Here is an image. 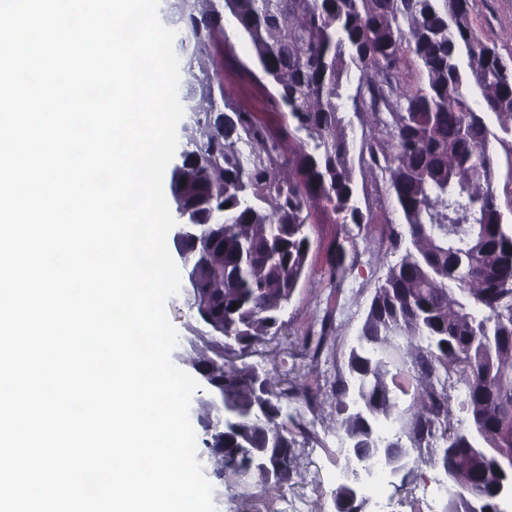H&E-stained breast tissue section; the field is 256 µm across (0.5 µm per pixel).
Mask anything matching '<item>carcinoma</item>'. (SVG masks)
Segmentation results:
<instances>
[{"instance_id": "obj_1", "label": "carcinoma", "mask_w": 512, "mask_h": 512, "mask_svg": "<svg viewBox=\"0 0 512 512\" xmlns=\"http://www.w3.org/2000/svg\"><path fill=\"white\" fill-rule=\"evenodd\" d=\"M174 21L188 42L182 68L193 121L182 128L180 163L170 173L177 216L213 234L198 291L207 298V328L192 367L207 391L224 392V411L240 432L209 429L210 400L198 421L205 448L233 474L258 471L282 485L278 467L294 468V436L279 423L281 400L258 366L241 362L279 329L280 312L304 272L310 239L307 204L363 223L349 142L342 129L344 78L359 71L353 99L369 103L390 187L406 224L396 235L399 262L375 290L347 359L350 380L336 391L339 430L352 447L348 464H407L406 435L419 448L453 415L451 392L465 388L470 427L445 439L438 456L448 483L444 512L490 502L504 480L492 464L512 448V224L495 187L488 115L512 136V71L479 42L470 0H174ZM248 38L258 67L283 109L281 135L296 139L293 172L278 139L253 113L224 111L213 55L224 42V14ZM426 76L414 91L394 79L407 55ZM482 100V111L472 97ZM248 148L243 154L237 143ZM404 350L396 368L395 354ZM229 358H224V355ZM414 390L402 410L398 393ZM402 429L387 435L390 424ZM336 488V512H360Z\"/></svg>"}]
</instances>
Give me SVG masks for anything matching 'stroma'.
I'll use <instances>...</instances> for the list:
<instances>
[{
    "mask_svg": "<svg viewBox=\"0 0 512 512\" xmlns=\"http://www.w3.org/2000/svg\"><path fill=\"white\" fill-rule=\"evenodd\" d=\"M470 20L481 42L512 60V0H473ZM216 73L228 105L276 122L272 86L256 65L249 42L230 20L224 26ZM341 114L364 221L337 223L321 203L311 202V250L304 274L281 313L280 331L256 347L249 358L250 363L269 371L276 389L295 395L283 403L280 421L296 440L297 463L288 481L269 492L257 477L217 474L214 458L205 448H198L196 458L213 485L216 512H336L334 474L345 463L339 444L336 379L346 372L349 349L376 287L399 258L392 240L406 230L388 174L365 168L362 146L374 133L371 112L346 97ZM340 245L347 255L343 270L338 271L331 258ZM166 312L179 336L172 360L190 370L198 324L188 295L181 292L168 299ZM442 475L429 455L412 454L408 465L386 485L391 512H426L417 492Z\"/></svg>",
    "mask_w": 512,
    "mask_h": 512,
    "instance_id": "35a3bbf8",
    "label": "stroma"
}]
</instances>
